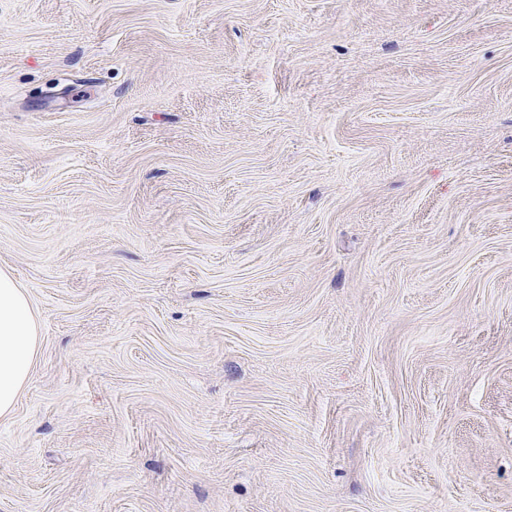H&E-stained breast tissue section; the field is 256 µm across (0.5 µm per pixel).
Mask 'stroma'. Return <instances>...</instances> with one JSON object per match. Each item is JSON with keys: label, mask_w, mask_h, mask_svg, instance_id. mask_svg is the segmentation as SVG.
<instances>
[{"label": "stroma", "mask_w": 512, "mask_h": 512, "mask_svg": "<svg viewBox=\"0 0 512 512\" xmlns=\"http://www.w3.org/2000/svg\"><path fill=\"white\" fill-rule=\"evenodd\" d=\"M0 512H512V0H0ZM39 326L26 292L0 270V416L11 413L39 348Z\"/></svg>", "instance_id": "obj_1"}]
</instances>
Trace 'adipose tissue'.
I'll list each match as a JSON object with an SVG mask.
<instances>
[{"mask_svg":"<svg viewBox=\"0 0 512 512\" xmlns=\"http://www.w3.org/2000/svg\"><path fill=\"white\" fill-rule=\"evenodd\" d=\"M39 326L26 292L0 270V416L11 413L39 348Z\"/></svg>","mask_w":512,"mask_h":512,"instance_id":"1","label":"adipose tissue"}]
</instances>
